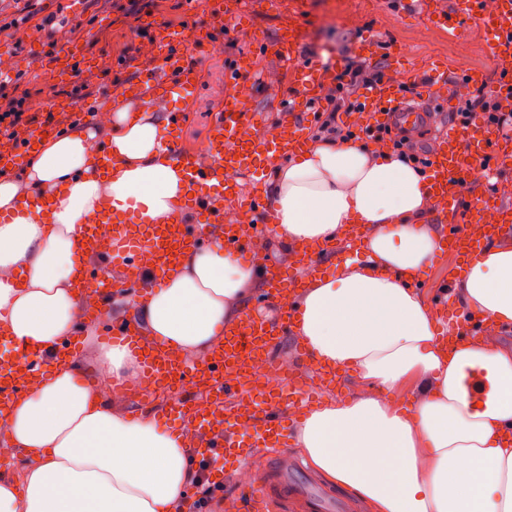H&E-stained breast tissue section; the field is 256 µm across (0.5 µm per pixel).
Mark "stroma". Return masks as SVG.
<instances>
[{"label": "stroma", "instance_id": "obj_1", "mask_svg": "<svg viewBox=\"0 0 512 512\" xmlns=\"http://www.w3.org/2000/svg\"><path fill=\"white\" fill-rule=\"evenodd\" d=\"M205 11L206 0H153L145 12L130 17L113 10L110 0H99L94 7L88 0H0V59L18 62L25 73L24 86L31 92V113L42 122L48 116L47 102L69 97L74 85L88 84L97 94L103 81L135 76L130 59L148 51L140 29L158 36L170 29L200 27L207 21ZM78 25L83 28L85 52L98 60L99 72H81L70 82H57L40 60L51 55L53 46L70 44L69 31ZM289 25L303 33L300 54L306 60L332 56L339 68H346L360 60L359 46L369 38L374 42L371 62L389 74L399 65L416 77L444 68L452 77L479 70L486 82L496 79L492 35L470 16H462L461 30L451 38L419 21L403 0H262L248 22L235 20L214 32L216 48L198 68L196 98L177 133L182 150L195 151L208 135L227 92L226 60L253 52L259 42L267 53L257 57L247 75L253 109L276 119L282 101L296 94L286 68L273 54L282 29ZM131 315L126 295L113 298L103 307L99 323L77 329L76 359L91 364L102 327Z\"/></svg>", "mask_w": 512, "mask_h": 512}]
</instances>
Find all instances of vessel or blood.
I'll list each match as a JSON object with an SVG mask.
<instances>
[{"instance_id": "vessel-or-blood-1", "label": "vessel or blood", "mask_w": 512, "mask_h": 512, "mask_svg": "<svg viewBox=\"0 0 512 512\" xmlns=\"http://www.w3.org/2000/svg\"><path fill=\"white\" fill-rule=\"evenodd\" d=\"M208 13L206 26L172 31L155 40L151 49L153 67L114 86L113 97L126 95L143 104L167 98L177 100L178 109L167 112L166 120L170 130H178L182 110L190 106L197 91L191 62L202 61L209 54L211 34L222 29L225 16H240L243 9L240 0H209ZM464 14L492 30L491 56L497 79L490 90L512 102V0H498L493 10L487 0H457L455 7L424 11L422 19L435 21L440 30L452 37L457 35L459 19ZM173 42L182 43L184 52L170 51ZM280 59L288 64L301 97L283 103V116L272 133L263 132L258 120L248 114L251 90L240 82L239 74L251 68L254 59L246 55L239 58L236 68L229 73L230 92L211 123L202 150L182 153L176 144H169L189 191L182 208L195 213L196 221L173 217L162 224H134L108 208L87 219L83 247L92 252L106 251L113 261L112 267L121 270L116 278L111 268H87L83 278L87 299L103 303L115 289L133 286L137 289L135 302H144L148 289L142 286L137 271L146 255L163 272L174 267L184 248L199 249L215 242L223 243L226 251L242 261L256 259L254 241L274 232V212L261 193H243L238 178L258 174L295 157L305 148L306 127L293 114L319 105L336 70L332 58L299 60L288 50L281 52ZM365 102L364 112L354 118L362 128L395 124L409 130L428 120L427 107L399 97L398 80L392 75L369 89ZM56 132L54 126L39 125L17 138H1L0 167H14L32 152L43 135ZM499 154L512 156V136L496 132L482 122H455L438 132L430 155L429 174L442 250L466 259L490 239L512 238V203L489 199L481 193L488 174L482 162ZM258 213L264 214V224L250 223V216ZM362 246V235L355 227L342 244L322 246L320 253L298 250L293 267L275 275L266 292L267 303L280 310V318L244 315L225 329L222 344L198 367L179 360L167 349L145 342L133 322L115 323L102 331L107 340L127 345L140 358L137 395L141 402L150 403L159 386L176 390V397L163 408L162 416L175 427L188 426L196 432L198 445L193 453L208 463L210 482L222 483L228 461L243 465L257 449L270 450L271 459L261 481L241 485L238 495L232 498L235 512H262L264 500L275 496L298 503L303 512H346L344 501L324 496L298 471L282 464L286 422L302 416L309 405L303 395V378L295 373H281L274 381L259 385L251 382L249 370L258 358L269 356L276 336L291 325V301L322 275L320 254L332 255L343 247ZM489 326L488 319L462 310L452 317L446 334L454 341L472 339L483 335ZM42 370V362L29 353L20 354L11 367L0 370V412L7 410Z\"/></svg>"}]
</instances>
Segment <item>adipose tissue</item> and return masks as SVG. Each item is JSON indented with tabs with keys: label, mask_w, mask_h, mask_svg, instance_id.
<instances>
[{
	"label": "adipose tissue",
	"mask_w": 512,
	"mask_h": 512,
	"mask_svg": "<svg viewBox=\"0 0 512 512\" xmlns=\"http://www.w3.org/2000/svg\"><path fill=\"white\" fill-rule=\"evenodd\" d=\"M111 108L110 169H100L99 129L88 126L45 141L23 181H0V339L45 366L0 418V443L25 459L0 473V512H177L194 475L188 431L131 418L58 353L86 308L77 289L88 215L108 206L152 224L179 214L185 194L156 110L133 112L122 98ZM271 196L284 246L331 241L352 224L369 230L368 262L345 261L311 282L293 315L313 364L355 371L364 385L299 423L305 463L372 512H512V352L494 334L446 347L433 310L406 286L440 249L422 223L427 174L354 140L317 142L276 170ZM34 197L49 202L48 216L24 209ZM265 277L262 264H239L221 244L190 249L138 319L151 344L199 363ZM457 300L493 325L512 323V242L473 257ZM95 366L112 386L139 377L122 344L101 345ZM407 380L403 409L390 394Z\"/></svg>",
	"instance_id": "1"
}]
</instances>
